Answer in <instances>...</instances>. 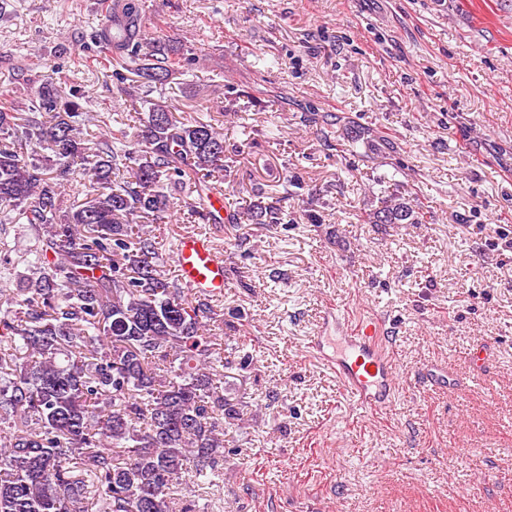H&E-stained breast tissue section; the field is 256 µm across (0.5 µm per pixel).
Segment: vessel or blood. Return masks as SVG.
I'll use <instances>...</instances> for the list:
<instances>
[{
	"label": "vessel or blood",
	"mask_w": 512,
	"mask_h": 512,
	"mask_svg": "<svg viewBox=\"0 0 512 512\" xmlns=\"http://www.w3.org/2000/svg\"><path fill=\"white\" fill-rule=\"evenodd\" d=\"M177 276L195 295H223L229 285L224 259L209 236L188 231L176 247ZM340 343L325 353L321 337H311L309 347L321 356L344 386L354 406L363 413L379 415L389 410L401 387L399 367L393 357L392 338L380 320H337Z\"/></svg>",
	"instance_id": "vessel-or-blood-1"
}]
</instances>
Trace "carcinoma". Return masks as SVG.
Returning <instances> with one entry per match:
<instances>
[{"label":"carcinoma","instance_id":"cac0c4a2","mask_svg":"<svg viewBox=\"0 0 512 512\" xmlns=\"http://www.w3.org/2000/svg\"><path fill=\"white\" fill-rule=\"evenodd\" d=\"M142 5L128 0L130 33L107 17L89 34L118 88L153 84L195 58H175L158 34L136 38ZM26 109H0V224H26L33 245L24 288L0 297V512H196L173 508L181 486L210 485L224 425L242 422L215 382L212 301L160 270L153 224L170 198L191 199L210 224L229 150L211 121H179L152 103L129 137L127 115L85 111V92L50 75L26 78ZM112 126L94 144L83 127ZM88 176L86 198L67 187ZM285 197L256 206L264 224H289ZM401 198L360 215L365 224H425ZM121 449L116 457L111 449Z\"/></svg>","mask_w":512,"mask_h":512}]
</instances>
